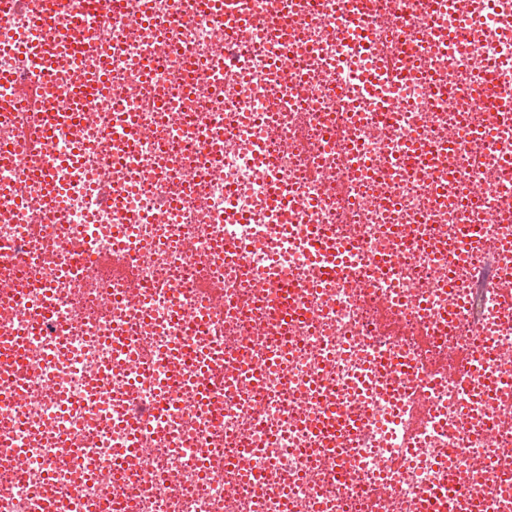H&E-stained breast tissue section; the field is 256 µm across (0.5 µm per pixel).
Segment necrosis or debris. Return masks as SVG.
Here are the masks:
<instances>
[{
	"label": "necrosis or debris",
	"mask_w": 512,
	"mask_h": 512,
	"mask_svg": "<svg viewBox=\"0 0 512 512\" xmlns=\"http://www.w3.org/2000/svg\"><path fill=\"white\" fill-rule=\"evenodd\" d=\"M43 10L0 15V338L50 309L0 373V512H512V311L472 288L512 269V0Z\"/></svg>",
	"instance_id": "1"
}]
</instances>
